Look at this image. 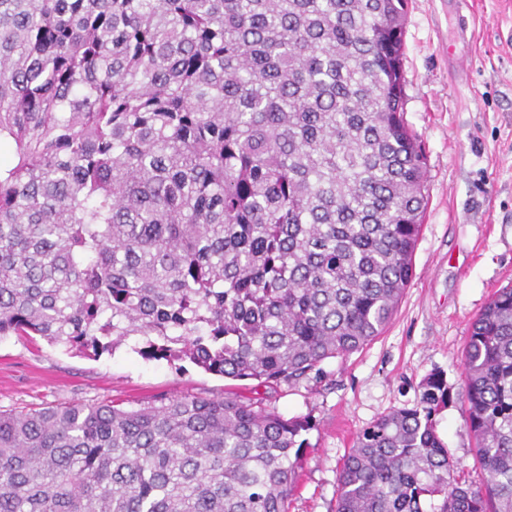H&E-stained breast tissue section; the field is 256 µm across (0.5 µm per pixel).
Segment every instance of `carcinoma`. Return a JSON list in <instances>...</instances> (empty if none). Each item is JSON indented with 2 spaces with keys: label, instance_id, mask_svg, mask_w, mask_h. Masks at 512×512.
<instances>
[{
  "label": "carcinoma",
  "instance_id": "carcinoma-1",
  "mask_svg": "<svg viewBox=\"0 0 512 512\" xmlns=\"http://www.w3.org/2000/svg\"><path fill=\"white\" fill-rule=\"evenodd\" d=\"M408 0H0V339L298 385L381 335L427 205ZM484 477L431 374L363 428L335 512H512V287L470 326ZM230 390L0 410V512H288L306 417Z\"/></svg>",
  "mask_w": 512,
  "mask_h": 512
}]
</instances>
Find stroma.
<instances>
[{"label": "stroma", "instance_id": "35a3bbf8", "mask_svg": "<svg viewBox=\"0 0 512 512\" xmlns=\"http://www.w3.org/2000/svg\"><path fill=\"white\" fill-rule=\"evenodd\" d=\"M450 2L408 0L405 119L424 147L429 194L414 277L381 336L265 402L312 421L288 512H333L338 468L357 433L414 406L433 373L451 392L437 429L457 473L481 478L461 359L474 318L512 285V0H468L458 13ZM231 385L188 362L144 359L127 343L94 357L39 337L0 339L1 410L103 399L132 408Z\"/></svg>", "mask_w": 512, "mask_h": 512}]
</instances>
